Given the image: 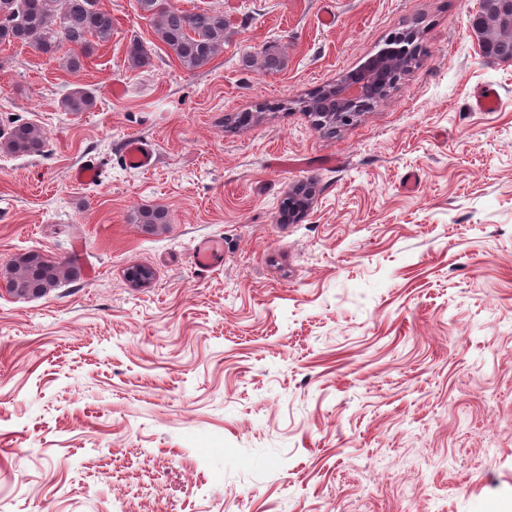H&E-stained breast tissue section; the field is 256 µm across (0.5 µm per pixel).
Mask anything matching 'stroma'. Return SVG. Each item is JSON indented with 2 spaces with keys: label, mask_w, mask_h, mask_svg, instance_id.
<instances>
[{
  "label": "stroma",
  "mask_w": 512,
  "mask_h": 512,
  "mask_svg": "<svg viewBox=\"0 0 512 512\" xmlns=\"http://www.w3.org/2000/svg\"><path fill=\"white\" fill-rule=\"evenodd\" d=\"M175 2L229 24L193 72L161 47L127 67L155 39L136 0H102L116 33L78 74L0 46V129L49 142L0 153V512H512V63L480 53L478 0ZM412 27L399 86L317 129L299 98ZM269 44L283 70L245 65ZM131 138L153 169L123 164ZM26 250L74 276L17 296ZM151 46L134 36L129 41L125 60L131 68H140L149 63L151 59ZM96 104L94 93L85 87H76L67 93L61 100V107L65 112L79 114L89 112ZM0 147L15 155H38L48 152V137L44 129L33 122H23L0 131ZM224 245L220 241L205 240L201 242L194 253V262L199 270L207 271L213 265L215 257L221 254Z\"/></svg>",
  "instance_id": "1"
}]
</instances>
